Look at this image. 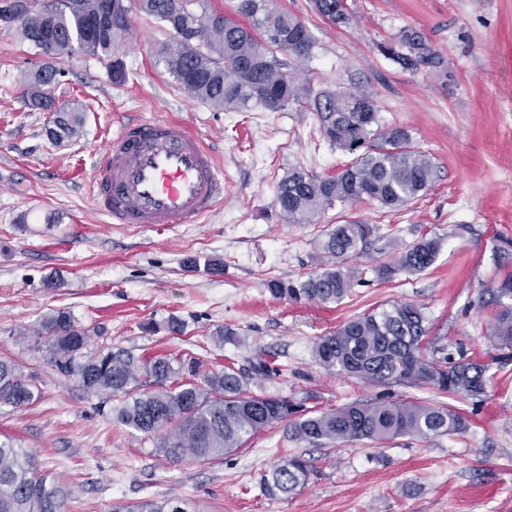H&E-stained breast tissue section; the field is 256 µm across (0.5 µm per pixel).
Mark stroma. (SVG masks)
I'll return each instance as SVG.
<instances>
[{
    "label": "stroma",
    "instance_id": "stroma-1",
    "mask_svg": "<svg viewBox=\"0 0 512 512\" xmlns=\"http://www.w3.org/2000/svg\"><path fill=\"white\" fill-rule=\"evenodd\" d=\"M275 2L316 40L301 65L314 91L370 92L382 128H405L432 158L431 186L400 210L362 200L325 208L311 224L288 223L273 207L288 169L332 176L349 155L326 141L315 113L224 112L192 99L157 60L168 29L137 11L119 47L125 82H113L108 61L80 53L59 60L64 74L53 94L81 109L85 124L78 137L54 143L53 113L30 106L25 90L26 73L48 58L0 24V357L35 375L41 392L32 405L0 408V440L14 439L73 488L67 512L163 496L207 512H512V349L489 339L500 308L494 289L512 272V0H347L346 26L320 15L314 0ZM407 27L442 54L447 76L402 70L380 52ZM133 120L177 124L216 153L224 202L206 221L151 229L112 223L94 209L90 172ZM351 220L374 228L367 250L346 259L363 270V283L327 306L270 295L269 281L318 270L322 242ZM425 232L440 241L435 263L379 281L375 267ZM53 277L58 287L47 288ZM392 302L427 315L426 359L487 365L483 400L371 385L316 361L320 336ZM58 308L87 330L91 352L112 345L245 373L262 358L280 372L253 379L254 392L318 409L386 397L446 405L468 428L318 448L278 426L222 457L174 463L156 451V438L117 424L99 397L54 370L36 331ZM173 317L181 333L165 330ZM225 326L239 342L215 344ZM300 454L315 469L307 485L287 497L261 494L262 476Z\"/></svg>",
    "mask_w": 512,
    "mask_h": 512
}]
</instances>
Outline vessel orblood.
<instances>
[{"label":"vessel or blood","instance_id":"obj_1","mask_svg":"<svg viewBox=\"0 0 512 512\" xmlns=\"http://www.w3.org/2000/svg\"><path fill=\"white\" fill-rule=\"evenodd\" d=\"M90 179L94 206L117 224H195L224 202V172L214 154L169 122L124 123Z\"/></svg>","mask_w":512,"mask_h":512}]
</instances>
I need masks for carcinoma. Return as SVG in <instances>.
<instances>
[{"instance_id": "cac0c4a2", "label": "carcinoma", "mask_w": 512, "mask_h": 512, "mask_svg": "<svg viewBox=\"0 0 512 512\" xmlns=\"http://www.w3.org/2000/svg\"><path fill=\"white\" fill-rule=\"evenodd\" d=\"M17 5L22 7L17 28L24 40L53 59L76 53L110 58L115 83L126 80L118 49L135 8L170 31L171 39L160 46L157 56L192 98L224 111L253 105L279 112L294 105L300 112L316 113L325 138L352 160L329 177L299 167L288 170L276 186L273 204L292 224H311L321 210L335 203L368 199L397 209L418 198L432 182L430 157L411 146L406 129H381L369 92L339 88L316 93L302 72L283 71L278 54L302 62L312 54L315 41L304 22L277 8L275 0H239L241 22L217 11L197 15L184 0H68L63 9L16 0L8 9ZM315 5L336 24L350 20L346 0H315ZM382 51L404 70L448 71L444 57L412 28L401 31L398 45L384 46ZM59 74L55 64H45L28 74L26 89L31 106L56 113L49 129L56 143L78 136L85 122L78 108L59 104L45 93ZM373 233L372 226L359 222L336 225L322 244L328 261L303 279L269 281V293L294 304L340 303L363 275L342 265V258L367 244ZM439 249L437 238L424 235L393 263L374 272L384 281L422 272L433 265ZM426 323L423 309L413 303L383 304L320 338L314 356L320 364L370 384L425 386L482 399L486 366L474 359H426ZM491 336L498 346L512 348L511 305L498 311ZM37 342L47 347L60 375L74 379L91 395L119 400L112 409L119 424L147 436L160 435L156 450L173 462L220 457L280 425L291 439L315 447L364 439L381 444L399 436L428 438L466 429L464 417L443 406L382 398L307 410L286 396L252 392L250 377L231 366L207 372L195 358L161 355L144 360L118 347L86 353L88 331L64 309L44 317ZM143 375L154 389L142 390ZM37 394L33 376L14 361L0 358V407H25ZM311 474L308 460L292 456L263 477L260 486L271 497L288 495L304 487ZM72 495L71 486L41 472L25 449L0 440V512H66ZM111 512H204V508L162 497L115 506Z\"/></svg>"}]
</instances>
